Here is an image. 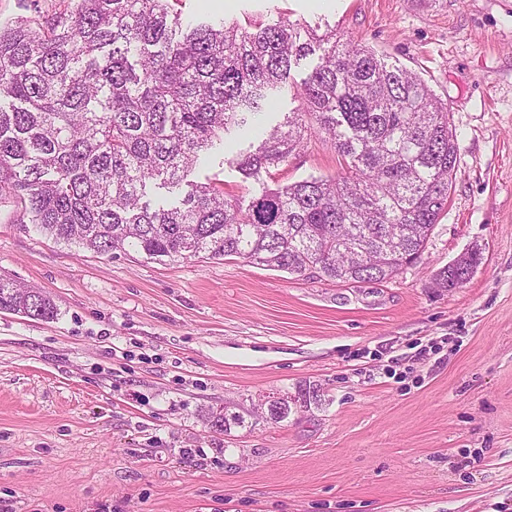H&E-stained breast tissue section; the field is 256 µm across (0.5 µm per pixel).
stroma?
Returning a JSON list of instances; mask_svg holds the SVG:
<instances>
[{"instance_id": "1", "label": "stroma", "mask_w": 512, "mask_h": 512, "mask_svg": "<svg viewBox=\"0 0 512 512\" xmlns=\"http://www.w3.org/2000/svg\"><path fill=\"white\" fill-rule=\"evenodd\" d=\"M182 19L288 21L416 72L459 143L419 261L338 283L237 257L159 262L67 249L0 197V277L53 297L0 311V512H512V0H175ZM323 47L292 65L254 132L306 108ZM251 135L190 181L247 197ZM340 169L308 137L269 186ZM479 262L448 291L436 273ZM287 400L273 421L268 408ZM242 424L216 430V414Z\"/></svg>"}]
</instances>
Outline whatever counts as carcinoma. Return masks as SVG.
<instances>
[{
	"mask_svg": "<svg viewBox=\"0 0 512 512\" xmlns=\"http://www.w3.org/2000/svg\"><path fill=\"white\" fill-rule=\"evenodd\" d=\"M170 2L63 0L48 19L0 27V196L21 204L20 228L100 254L234 256L328 281L383 282L415 264L453 184L447 104L415 72L337 40L304 82L309 120L287 117L236 159L248 203L216 181L145 201L246 125L316 40L290 23L183 25ZM310 132L333 143L340 172L265 184ZM462 260L439 287L470 279L477 254ZM0 310L57 316L50 296L4 278Z\"/></svg>",
	"mask_w": 512,
	"mask_h": 512,
	"instance_id": "cac0c4a2",
	"label": "carcinoma"
}]
</instances>
